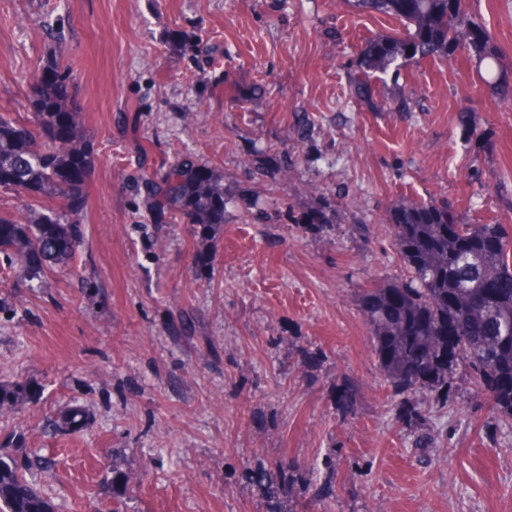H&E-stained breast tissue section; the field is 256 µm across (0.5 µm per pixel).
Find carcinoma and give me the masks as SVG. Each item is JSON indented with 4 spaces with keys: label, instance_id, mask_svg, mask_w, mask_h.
<instances>
[{
    "label": "carcinoma",
    "instance_id": "cac0c4a2",
    "mask_svg": "<svg viewBox=\"0 0 512 512\" xmlns=\"http://www.w3.org/2000/svg\"><path fill=\"white\" fill-rule=\"evenodd\" d=\"M357 14L398 21L402 30L375 34L360 49L352 95L372 101L374 82L400 75L409 61L448 60L464 50L490 90L512 94V68L466 0H345ZM69 75L57 68L33 87L32 119L0 113V188L30 199L23 216L0 215V254L21 265L28 281L70 267L84 240L79 216L87 202L93 150L78 140L79 114L69 104ZM156 217L224 223V187L185 154L165 172ZM388 233L405 268L402 277L366 288L361 310L380 369L395 390L426 389L452 398L454 366L463 363L486 394L497 425L512 429V226L466 224L446 202L399 201ZM29 388L0 383V413L21 410ZM89 422L79 405L56 428L76 433ZM30 456L0 452V512H56L33 480Z\"/></svg>",
    "mask_w": 512,
    "mask_h": 512
}]
</instances>
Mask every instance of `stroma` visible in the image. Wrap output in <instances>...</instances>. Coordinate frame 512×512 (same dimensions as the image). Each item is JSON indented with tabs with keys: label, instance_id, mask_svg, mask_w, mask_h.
<instances>
[{
	"label": "stroma",
	"instance_id": "obj_1",
	"mask_svg": "<svg viewBox=\"0 0 512 512\" xmlns=\"http://www.w3.org/2000/svg\"><path fill=\"white\" fill-rule=\"evenodd\" d=\"M467 4L512 67V0ZM398 27L344 0H0V113L31 118L46 66L69 67L94 151L72 271L0 265V381L32 390L0 448L43 449L57 512H512V432L467 368L449 405L395 392L361 311L403 272L397 200L512 225V101L464 56L378 82L410 111L352 97L365 38ZM187 153L228 200L205 233L145 203L142 175ZM75 402L92 426L57 435Z\"/></svg>",
	"mask_w": 512,
	"mask_h": 512
}]
</instances>
